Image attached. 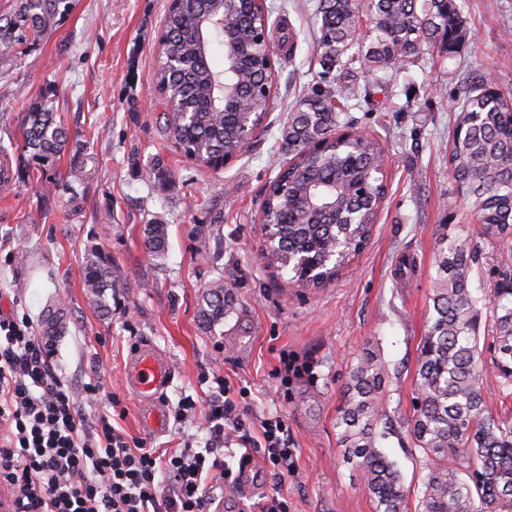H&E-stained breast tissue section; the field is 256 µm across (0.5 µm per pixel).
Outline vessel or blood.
Masks as SVG:
<instances>
[{
	"instance_id": "obj_1",
	"label": "vessel or blood",
	"mask_w": 512,
	"mask_h": 512,
	"mask_svg": "<svg viewBox=\"0 0 512 512\" xmlns=\"http://www.w3.org/2000/svg\"><path fill=\"white\" fill-rule=\"evenodd\" d=\"M170 379L171 366L166 355L144 341L133 346L125 363L124 382L141 405L144 433H158L163 426L161 401Z\"/></svg>"
}]
</instances>
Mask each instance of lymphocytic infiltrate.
<instances>
[{
  "label": "lymphocytic infiltrate",
  "instance_id": "obj_1",
  "mask_svg": "<svg viewBox=\"0 0 512 512\" xmlns=\"http://www.w3.org/2000/svg\"><path fill=\"white\" fill-rule=\"evenodd\" d=\"M212 381L204 450H153L108 417L87 425L78 398L96 397L99 382L75 393L28 318L0 315V489L14 512H211L216 490L234 481L226 448L263 447L275 475L292 472L284 419L246 433L238 391Z\"/></svg>",
  "mask_w": 512,
  "mask_h": 512
}]
</instances>
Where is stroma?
Masks as SVG:
<instances>
[{
    "mask_svg": "<svg viewBox=\"0 0 512 512\" xmlns=\"http://www.w3.org/2000/svg\"><path fill=\"white\" fill-rule=\"evenodd\" d=\"M283 34L297 40L280 52L274 108L242 153L216 169L167 142L154 89L156 43L168 0H70L38 40L0 53V144L17 175L0 184V310L27 313L35 333L50 304H64L52 347L57 375L72 386L99 378L95 400H81L87 423L107 415L148 448L203 449L212 373L246 387L244 420L257 430L279 415L295 450V470L273 475L262 449H252L260 477L255 493L224 512H259L280 495L288 512H374L359 475L343 460L336 415L349 373L364 352L390 370V405L413 414L414 367L426 332L437 276L436 243L470 225V204L453 192L449 144L458 89L488 79L512 95V0H456L466 35L455 57L424 56L409 71H391L392 93L375 92L349 110L354 131L386 150L387 193L369 244L317 289L289 284L262 258L259 206L289 159L281 131L319 72L309 0H271ZM47 100L72 140L90 139L95 158L71 190L54 191L74 164L71 152L49 163L25 150L22 116ZM165 179L149 177L156 159ZM163 223L165 251L148 254L150 224ZM107 249L123 275L112 312L100 315L81 281L88 249ZM224 281V320L211 325L199 309L215 279ZM139 340L165 354L174 375L162 401L164 429L145 435L139 406L123 384L127 354ZM299 365L285 375L283 363ZM193 397L182 424L172 415ZM408 504L417 512L422 454L390 438Z\"/></svg>",
    "mask_w": 512,
    "mask_h": 512,
    "instance_id": "obj_1",
    "label": "stroma"
}]
</instances>
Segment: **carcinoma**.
Returning <instances> with one entry per match:
<instances>
[{"label":"carcinoma","mask_w":512,"mask_h":512,"mask_svg":"<svg viewBox=\"0 0 512 512\" xmlns=\"http://www.w3.org/2000/svg\"><path fill=\"white\" fill-rule=\"evenodd\" d=\"M68 8L66 0H15L12 15L0 17V48L35 40ZM224 12L247 50L237 69L247 81L241 89L252 123L260 126L273 101L264 45L250 40L273 7L241 0H176L168 7L156 45L159 66L154 86L168 140L198 159L229 160L243 150L237 113L211 112L207 102L220 71L197 62L192 19ZM318 64L322 73L339 69L351 77L404 68L423 51L443 45L450 55L462 42L465 20L455 0H369L358 9L351 0H317ZM353 86L311 89L288 113L283 145L291 163L270 184L261 215L273 225L263 253L266 265L302 288H322L351 256L367 244L383 199L384 148L364 135L356 151L341 144L342 111L358 98ZM448 163L456 189L472 200L481 234L498 243L502 279L490 296H478L469 276L479 262V242L467 237L437 242L438 278L415 370V409L406 426L388 411L389 367L365 353L351 368L343 407L336 419L344 459L357 470L371 494L375 512H407L397 464L382 451L392 436L407 433L423 453L420 512H512V418L493 413L484 395L479 349L483 310L491 312V347L502 378L499 397H512V96L490 82L464 85ZM26 148L51 161L68 143L42 101L29 105L22 119ZM352 223H337L344 214ZM149 250L165 246L163 225L150 229ZM324 262L315 273L298 258ZM82 285L98 312L112 313V289L122 287L112 256L96 247L81 269ZM200 313L208 323L224 319V283L216 280L203 297Z\"/></svg>","instance_id":"1"}]
</instances>
